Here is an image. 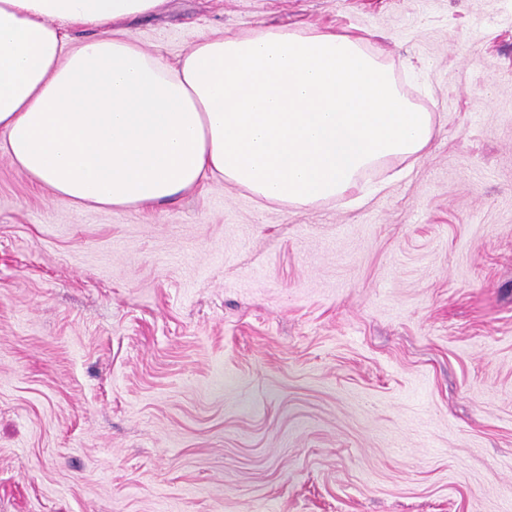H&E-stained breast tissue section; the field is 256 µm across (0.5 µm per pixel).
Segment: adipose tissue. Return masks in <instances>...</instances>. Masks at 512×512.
Returning <instances> with one entry per match:
<instances>
[{"mask_svg": "<svg viewBox=\"0 0 512 512\" xmlns=\"http://www.w3.org/2000/svg\"><path fill=\"white\" fill-rule=\"evenodd\" d=\"M165 3L0 0V133L56 198L143 209L211 178L310 206L428 149L431 112L365 37L271 28L202 39L170 63L128 29ZM88 25L97 36L69 38Z\"/></svg>", "mask_w": 512, "mask_h": 512, "instance_id": "obj_1", "label": "adipose tissue"}]
</instances>
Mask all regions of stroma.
Instances as JSON below:
<instances>
[{
  "label": "stroma",
  "mask_w": 512,
  "mask_h": 512,
  "mask_svg": "<svg viewBox=\"0 0 512 512\" xmlns=\"http://www.w3.org/2000/svg\"><path fill=\"white\" fill-rule=\"evenodd\" d=\"M364 35L418 160L294 207L54 198L0 146V512H512V0H166L176 61Z\"/></svg>",
  "instance_id": "1"
}]
</instances>
